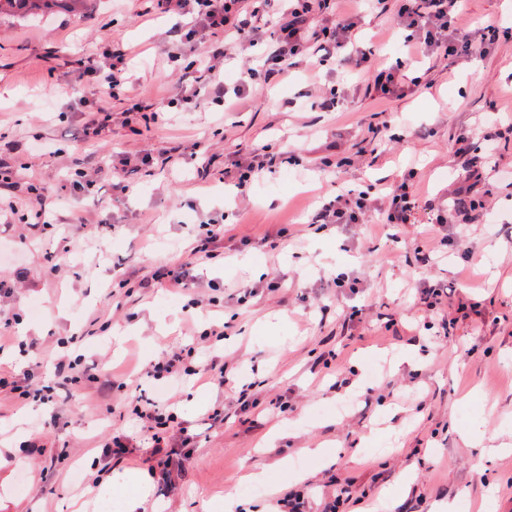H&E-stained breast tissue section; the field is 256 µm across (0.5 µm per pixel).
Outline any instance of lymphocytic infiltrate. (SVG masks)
<instances>
[{
	"label": "lymphocytic infiltrate",
	"mask_w": 512,
	"mask_h": 512,
	"mask_svg": "<svg viewBox=\"0 0 512 512\" xmlns=\"http://www.w3.org/2000/svg\"><path fill=\"white\" fill-rule=\"evenodd\" d=\"M268 5L269 0H157L162 12L174 11L192 17L189 28L180 33L173 51L168 54L172 60L187 53L197 56L195 64L185 68L180 76L188 100L209 98L221 103L230 95L241 98L240 86L226 87L219 78L224 61L231 53L241 61L242 84L267 78V67L271 64L285 75L290 70L313 68L333 58L350 70L371 74L370 88L377 98L390 100L415 92L417 79L408 77L400 66L371 67L369 51L355 38L359 18L341 4L331 18L316 26L310 20L312 0H290L289 18L276 23V35L266 49V66L256 65L251 50L261 38L259 23ZM462 10L463 0H401L395 22L416 39L424 55L444 60L447 66L455 68L470 62L476 51H489L499 41L495 26H486L476 34L463 27ZM482 177L480 161L472 160L462 179L449 184L446 199L450 213L437 215L436 223H447L452 215L468 217L478 204L473 191ZM420 208L419 198L404 178L374 196L365 192L337 194L313 208L308 221L312 224H365L372 213L380 212L385 214L387 223L414 224ZM144 439L150 441L152 454L157 459L159 482L174 485L181 479L182 471L175 467L173 457L178 448L189 443V436L181 431L162 435L138 431L113 438L112 452L125 456Z\"/></svg>",
	"instance_id": "f902f5d3"
}]
</instances>
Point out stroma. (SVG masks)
I'll return each instance as SVG.
<instances>
[{"mask_svg": "<svg viewBox=\"0 0 512 512\" xmlns=\"http://www.w3.org/2000/svg\"><path fill=\"white\" fill-rule=\"evenodd\" d=\"M398 4L364 12L357 38L374 63L400 62L419 78L415 93L379 100L331 61L273 77L228 111L182 103L174 78L191 58L168 60L166 32L187 19L155 0L0 15V276L14 285L0 298V333L14 339L0 351V377L52 381L61 340L96 374L46 404L0 387V512H124L132 489L112 478L131 468L150 491L141 512H224L230 500L279 512L278 499L295 492L306 512H323L344 479L358 512L379 499L385 512L448 501L480 512L487 500L512 512V0H465L469 29L497 26L499 46L453 70L407 42ZM105 50L126 58L113 90L76 64ZM313 80L347 92L348 111L312 107L302 92ZM102 98L108 110L95 112ZM495 116L503 129L490 151L481 131ZM93 118L98 135L78 141ZM384 123L389 135H374ZM240 144L275 158L244 198L224 190ZM476 156L491 207L467 221L390 224L379 212L366 224L306 221L319 201L377 191L410 171L420 199L441 202ZM124 157L137 173L124 174ZM85 161L101 180L75 199L70 182ZM104 206L114 227L93 221ZM206 215L226 225L207 258L192 252ZM429 241L426 267L414 250ZM185 263L188 290L156 287ZM280 271L283 288L269 291ZM341 273L358 278L357 290L334 285ZM438 282L453 293L421 309L419 288ZM173 348L198 368L224 361L225 385L148 378ZM247 384L257 405L245 409L237 392ZM135 388L193 437L172 489L152 477L148 445L121 458L106 451L141 427L128 399ZM364 394L366 414L355 404ZM217 406L224 421L212 427L204 418ZM252 469L267 479L244 480Z\"/></svg>", "mask_w": 512, "mask_h": 512, "instance_id": "stroma-1", "label": "stroma"}]
</instances>
